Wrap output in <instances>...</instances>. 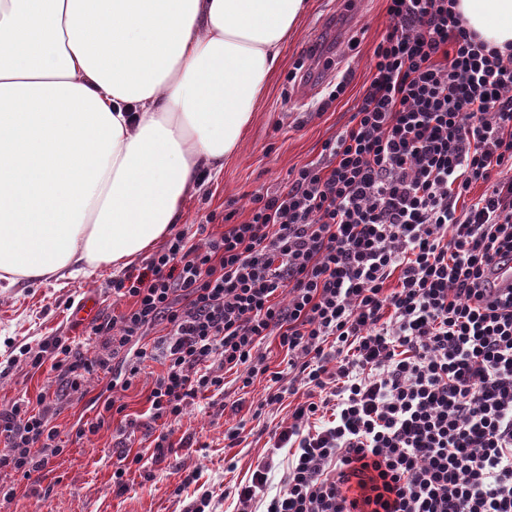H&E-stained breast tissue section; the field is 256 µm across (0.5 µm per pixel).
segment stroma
Returning <instances> with one entry per match:
<instances>
[{"mask_svg": "<svg viewBox=\"0 0 512 512\" xmlns=\"http://www.w3.org/2000/svg\"><path fill=\"white\" fill-rule=\"evenodd\" d=\"M388 26L385 0H357L352 8L344 0H308L238 149L220 176L202 178L187 196L180 229L199 243L220 236L226 223L248 220L254 195L283 191L294 168L323 160L325 143L350 120L369 77L373 50ZM326 61L334 78L348 86L339 100L324 107L322 91L310 90L309 79L295 70L304 65L318 77ZM120 275L119 269L103 267L93 275L59 282L21 279L10 284L0 279V413L50 394L48 415L67 442L61 453L51 456L40 483L11 468L0 469V485L15 489L13 499H0V512H186L205 493L211 496L210 512H232L230 491L250 477L258 457L268 453L275 429L287 424L293 407L302 401L298 393L254 415L268 386L266 377L243 389L235 373L227 372L223 390L198 396L172 425L173 453L132 466L126 490L117 492L112 484L118 463L115 425H104L82 439L76 436L93 416L88 406L102 382L92 375L83 392L53 397L56 371L47 362L32 364L22 350L66 336L86 357H93L103 339L92 334L89 321L80 319L78 307L91 296L100 316L125 312L129 300L112 294V281ZM237 426L244 429L243 440L228 445L224 433ZM188 471L197 472L198 480L180 487Z\"/></svg>", "mask_w": 512, "mask_h": 512, "instance_id": "stroma-1", "label": "stroma"}]
</instances>
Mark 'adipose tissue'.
I'll list each match as a JSON object with an SVG mask.
<instances>
[{
    "label": "adipose tissue",
    "mask_w": 512,
    "mask_h": 512,
    "mask_svg": "<svg viewBox=\"0 0 512 512\" xmlns=\"http://www.w3.org/2000/svg\"><path fill=\"white\" fill-rule=\"evenodd\" d=\"M305 0H0V279L123 267L240 144ZM491 46L512 0H456Z\"/></svg>",
    "instance_id": "ef3b65f1"
}]
</instances>
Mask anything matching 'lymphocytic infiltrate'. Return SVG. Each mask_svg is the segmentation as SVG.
I'll return each instance as SVG.
<instances>
[{
    "mask_svg": "<svg viewBox=\"0 0 512 512\" xmlns=\"http://www.w3.org/2000/svg\"><path fill=\"white\" fill-rule=\"evenodd\" d=\"M386 2L370 78L325 163L255 196L220 237L175 232L114 280L132 303L93 324L105 337L93 358L60 336L33 353L73 393L93 374L129 388L160 361L144 413L165 425L156 459L172 450L167 426L227 371L246 387L270 374L266 408L301 385L320 392L278 435L282 490L266 497L263 457L236 512H512V288L491 280L512 260V52L471 31L456 0ZM272 335L287 373L263 362ZM0 435V468L28 479L62 446L27 402L0 414Z\"/></svg>",
    "mask_w": 512,
    "mask_h": 512,
    "instance_id": "f902f5d3",
    "label": "lymphocytic infiltrate"
}]
</instances>
